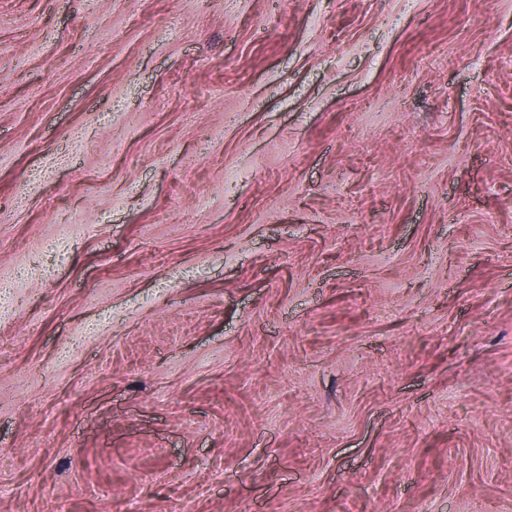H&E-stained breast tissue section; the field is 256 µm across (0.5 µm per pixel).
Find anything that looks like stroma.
I'll list each match as a JSON object with an SVG mask.
<instances>
[{
  "instance_id": "stroma-1",
  "label": "stroma",
  "mask_w": 512,
  "mask_h": 512,
  "mask_svg": "<svg viewBox=\"0 0 512 512\" xmlns=\"http://www.w3.org/2000/svg\"><path fill=\"white\" fill-rule=\"evenodd\" d=\"M0 512H512V0H0Z\"/></svg>"
}]
</instances>
